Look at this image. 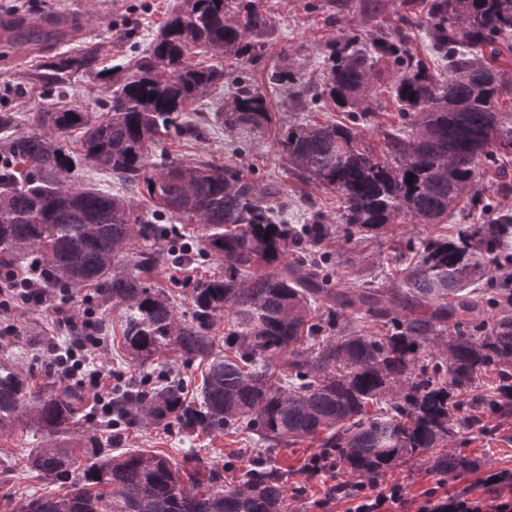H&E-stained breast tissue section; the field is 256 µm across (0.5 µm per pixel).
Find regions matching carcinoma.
I'll return each instance as SVG.
<instances>
[{
  "instance_id": "obj_1",
  "label": "carcinoma",
  "mask_w": 512,
  "mask_h": 512,
  "mask_svg": "<svg viewBox=\"0 0 512 512\" xmlns=\"http://www.w3.org/2000/svg\"><path fill=\"white\" fill-rule=\"evenodd\" d=\"M349 4L324 3L346 23L325 46L323 85L307 87L286 61L267 72L292 105L323 99L350 116L290 123L277 140L290 176L336 193L334 226L316 210L306 224L288 223L269 203L275 190L232 167L151 161L161 135L197 131L183 112L224 80V70L190 61L196 50L245 64L263 56L273 24L262 0H179L155 37L112 67L99 113L67 94L77 75L101 73L96 45L35 71L51 100L32 115L36 129L20 131L18 113L0 109V271L40 261L43 287L115 313L135 363L176 353L205 364L196 401L160 372L118 382L105 437L89 425L85 392L51 377L33 385L23 351L1 345L0 432L21 418L35 426L44 443L29 468L71 483L13 512H281L286 478L263 459L226 485L191 458L181 467L159 452L112 454L148 425L173 422L190 435L246 429L271 449L317 439L319 467L335 462L374 479L462 428L512 415V316L488 329L480 319L490 265L512 264V216L407 243L414 256L390 286L337 288L323 256L335 236L379 239L406 221L445 224L463 200L476 206L480 168L512 156V111L501 102L512 84L489 71L496 45L512 38V0H429L424 19L404 20L424 28V57L403 28L365 39L344 14ZM384 93L401 123L380 128L377 149L362 127ZM210 111L240 150L272 123L266 94L242 79ZM90 170L111 174L118 190L79 179ZM137 196L151 207L135 206ZM212 259L217 271L181 283L192 311L178 316L175 295L153 283L159 269ZM353 318L385 332L357 329ZM484 374L493 389L479 384ZM429 462L446 474L474 466L456 451Z\"/></svg>"
}]
</instances>
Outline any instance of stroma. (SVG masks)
Instances as JSON below:
<instances>
[{
  "mask_svg": "<svg viewBox=\"0 0 512 512\" xmlns=\"http://www.w3.org/2000/svg\"><path fill=\"white\" fill-rule=\"evenodd\" d=\"M176 0H0V18H28L52 15L72 24L80 35L69 41L49 40L38 45L24 58L6 59L0 65V108L32 115L43 111L46 98L32 83L31 75L39 61L79 49L84 40L94 39L101 48L104 66L129 59L134 38L156 35ZM321 0H263L270 14L274 34L265 48V57L258 65L239 70L236 63L225 65L223 86L217 94H225L237 75H244L256 84H264L266 68L287 58L301 78L311 85L324 79L321 60L325 43L336 37L338 25L328 23L320 9ZM133 30L134 38H126L125 30ZM275 128L266 131L243 153L233 152L230 138L222 126L213 125L197 135L180 138L164 137L158 151L165 159L185 164L209 162L232 165L241 169L261 185L271 184L278 193L271 203L275 208L292 210L310 202L326 218L335 219L339 203L334 193L313 185L299 183L286 174L275 141L277 125L288 122L324 123L345 120V113L313 104L303 111L286 105L281 93L270 92ZM424 224H400L395 238L379 243H366L351 251L349 261H337L333 268L338 287L353 288L361 280L376 273L379 258L389 257L392 265L408 262L407 240H416L429 233ZM81 295L56 294L52 306L31 307L11 313L0 309V325L13 327L11 339L26 348L28 358L24 370L34 382L44 380L47 347L63 336L65 312L79 306ZM44 437L25 421H17L0 433V512H11L17 501L31 495L64 492L63 484L36 477L26 466L30 449L38 447ZM123 447L167 454L173 462H183L189 453L198 454L207 465L222 469L224 479L235 483L242 473L253 467L259 452H266L269 462L287 477L288 496L284 512H348L352 506L351 489L354 477L344 467L333 465L316 476L306 472L307 462L318 452L316 443L300 442L286 448L263 450L250 433L187 435L176 425H160L129 432ZM450 449L467 455L475 462L466 472L445 475L433 470L426 456L400 463L390 470L385 480L401 485L408 512H417L425 495L438 496L457 492L486 475L512 471V417L490 419L485 430L462 431L450 442Z\"/></svg>",
  "mask_w": 512,
  "mask_h": 512,
  "instance_id": "obj_1",
  "label": "stroma"
}]
</instances>
